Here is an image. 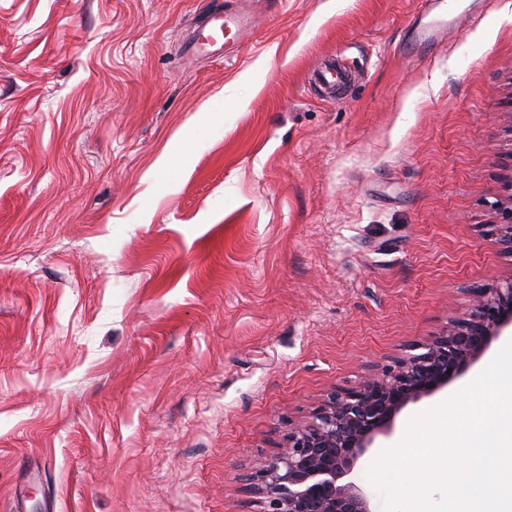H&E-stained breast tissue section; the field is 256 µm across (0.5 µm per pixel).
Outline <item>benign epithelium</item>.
Masks as SVG:
<instances>
[{"label":"benign epithelium","mask_w":512,"mask_h":512,"mask_svg":"<svg viewBox=\"0 0 512 512\" xmlns=\"http://www.w3.org/2000/svg\"><path fill=\"white\" fill-rule=\"evenodd\" d=\"M499 242L512 253V195L494 204ZM512 332V276L478 288L468 314L354 386L334 391L284 448L252 477L263 512H372L365 489L352 478L380 437L390 436L401 412L444 391Z\"/></svg>","instance_id":"obj_1"}]
</instances>
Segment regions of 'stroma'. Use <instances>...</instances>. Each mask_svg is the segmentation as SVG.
<instances>
[{"mask_svg": "<svg viewBox=\"0 0 512 512\" xmlns=\"http://www.w3.org/2000/svg\"><path fill=\"white\" fill-rule=\"evenodd\" d=\"M216 10L253 25L188 53ZM426 10L0 0V500L261 512L289 431L512 276V0H456L417 53ZM499 214V223L492 224L499 242L511 252L512 255V195L506 199H501L494 204Z\"/></svg>", "mask_w": 512, "mask_h": 512, "instance_id": "35a3bbf8", "label": "stroma"}]
</instances>
